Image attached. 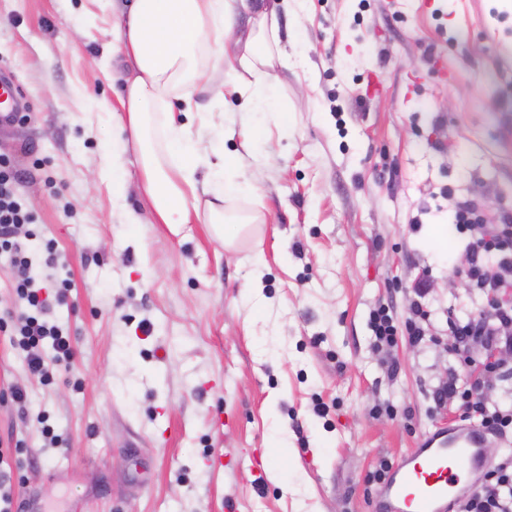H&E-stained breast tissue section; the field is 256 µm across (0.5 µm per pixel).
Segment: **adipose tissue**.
Masks as SVG:
<instances>
[{"instance_id":"ef3b65f1","label":"adipose tissue","mask_w":512,"mask_h":512,"mask_svg":"<svg viewBox=\"0 0 512 512\" xmlns=\"http://www.w3.org/2000/svg\"><path fill=\"white\" fill-rule=\"evenodd\" d=\"M252 14L256 31L239 55L229 48L237 11ZM273 24L265 0H130L126 17L114 30L119 49L135 72L118 100L121 130L130 141H118L112 149V184L118 192L129 188L120 162L127 145H135L140 175L137 188L147 198L155 223L190 224L199 218L195 174L207 168L210 190L216 198L207 214L219 227L225 246H232L260 213L224 212L223 201L256 192L257 176H243L237 159L225 154L220 141L201 150L188 124L176 123L170 103L172 92L190 99L211 69L235 59L225 73L223 90L239 95L245 110H263L279 125H287L288 112L277 99L272 75L274 58L263 49Z\"/></svg>"}]
</instances>
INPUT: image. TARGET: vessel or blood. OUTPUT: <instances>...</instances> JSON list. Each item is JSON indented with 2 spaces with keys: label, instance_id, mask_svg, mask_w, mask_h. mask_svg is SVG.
Here are the masks:
<instances>
[{
  "label": "vessel or blood",
  "instance_id": "obj_1",
  "mask_svg": "<svg viewBox=\"0 0 512 512\" xmlns=\"http://www.w3.org/2000/svg\"><path fill=\"white\" fill-rule=\"evenodd\" d=\"M485 431L440 428L390 469L376 496L377 512H449L489 465Z\"/></svg>",
  "mask_w": 512,
  "mask_h": 512
}]
</instances>
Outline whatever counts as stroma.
I'll use <instances>...</instances> for the list:
<instances>
[{"label":"stroma","mask_w":512,"mask_h":512,"mask_svg":"<svg viewBox=\"0 0 512 512\" xmlns=\"http://www.w3.org/2000/svg\"><path fill=\"white\" fill-rule=\"evenodd\" d=\"M128 0H0V73L22 101L0 154L66 263L50 316L76 355L51 382L0 333V462L49 512H375L368 474L457 419L449 310L480 304L455 203L512 208V0H292L269 50L289 127L198 90L194 130L224 139L264 221L233 247L154 223L112 192L104 101L132 78L110 32ZM253 140H246V133ZM429 274L428 341L371 346L369 314L410 315ZM26 390L18 407L12 388ZM53 427L50 444L44 426Z\"/></svg>","instance_id":"35a3bbf8"}]
</instances>
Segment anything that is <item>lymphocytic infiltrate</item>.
Here are the masks:
<instances>
[{
  "mask_svg": "<svg viewBox=\"0 0 512 512\" xmlns=\"http://www.w3.org/2000/svg\"><path fill=\"white\" fill-rule=\"evenodd\" d=\"M24 178V172L11 159L0 156V251L10 256L8 274L25 307L19 314L1 313L0 332L8 330L15 335L17 346L26 354L29 372L49 382L53 379V364L69 362L74 356L69 335L60 325L47 319L51 301L66 300L68 283L58 281V290L51 301L35 286L28 248L16 238L19 226L38 221L34 209L17 192ZM481 220L479 203L472 200L458 202L455 227L469 233L470 238L465 247L468 261L458 268L457 273L482 294L483 302L477 316L463 323L453 319L448 322V333L455 338L451 349L455 360L464 367L479 366L480 371L463 382L449 380L447 385L434 391L433 401L439 408L447 401H456L461 421L503 434L512 429V407L504 410L489 404L484 395L485 388L499 379L500 370L485 363L477 364L470 356L469 348L478 342L495 350H512V210L501 212L498 223L489 226L482 225ZM428 287V276L417 279L411 316L404 324H396L389 309L373 310L370 329L375 348L393 346L401 338L411 344L425 340L427 332L420 321L427 315ZM46 342L54 351L50 360L38 352ZM459 509L460 512H512V467L504 463L485 471L480 490L469 495Z\"/></svg>",
  "mask_w": 512,
  "mask_h": 512,
  "instance_id": "1",
  "label": "lymphocytic infiltrate"
}]
</instances>
